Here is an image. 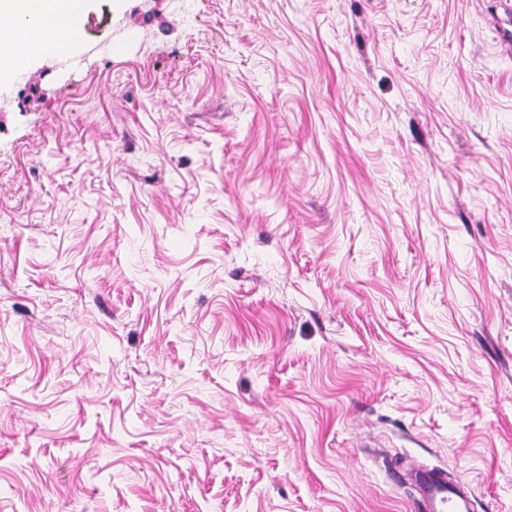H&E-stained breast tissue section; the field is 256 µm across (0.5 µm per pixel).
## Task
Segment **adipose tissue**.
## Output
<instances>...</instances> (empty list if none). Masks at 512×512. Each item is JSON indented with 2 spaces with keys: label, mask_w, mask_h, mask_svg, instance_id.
I'll return each mask as SVG.
<instances>
[{
  "label": "adipose tissue",
  "mask_w": 512,
  "mask_h": 512,
  "mask_svg": "<svg viewBox=\"0 0 512 512\" xmlns=\"http://www.w3.org/2000/svg\"><path fill=\"white\" fill-rule=\"evenodd\" d=\"M85 0H0V17L17 20L7 34L12 53L0 54V74H9L24 57L52 55L63 36L77 32Z\"/></svg>",
  "instance_id": "obj_1"
}]
</instances>
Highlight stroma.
I'll return each mask as SVG.
<instances>
[{"label":"stroma","instance_id":"stroma-1","mask_svg":"<svg viewBox=\"0 0 512 512\" xmlns=\"http://www.w3.org/2000/svg\"><path fill=\"white\" fill-rule=\"evenodd\" d=\"M496 0H88L0 79V512H512ZM411 486L416 493L411 500L414 512H467L458 506V491L442 470L416 472Z\"/></svg>","mask_w":512,"mask_h":512}]
</instances>
